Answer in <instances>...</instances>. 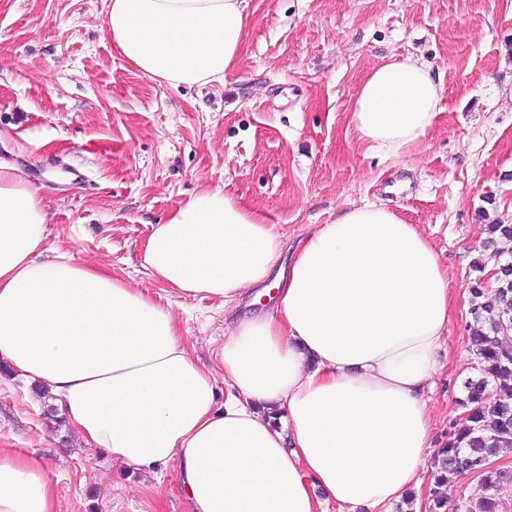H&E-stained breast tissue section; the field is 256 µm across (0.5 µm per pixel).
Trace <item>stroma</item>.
Listing matches in <instances>:
<instances>
[{
	"label": "stroma",
	"mask_w": 512,
	"mask_h": 512,
	"mask_svg": "<svg viewBox=\"0 0 512 512\" xmlns=\"http://www.w3.org/2000/svg\"><path fill=\"white\" fill-rule=\"evenodd\" d=\"M107 0H0V159L43 184L47 247L106 269L180 320L200 363L236 315L181 298L141 267L155 224L201 188H221L296 239L364 201L435 246L456 293L443 370L431 381L432 438L473 375L468 283L477 214L512 224V0H248L223 83L160 84L102 30ZM429 64L441 114L399 159L360 141L349 107L392 58ZM45 398L0 359V448L38 463L61 512H190L176 465L127 469L82 447Z\"/></svg>",
	"instance_id": "35a3bbf8"
}]
</instances>
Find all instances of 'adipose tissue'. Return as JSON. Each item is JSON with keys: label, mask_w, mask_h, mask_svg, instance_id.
<instances>
[{"label": "adipose tissue", "mask_w": 512, "mask_h": 512, "mask_svg": "<svg viewBox=\"0 0 512 512\" xmlns=\"http://www.w3.org/2000/svg\"><path fill=\"white\" fill-rule=\"evenodd\" d=\"M248 0H109L113 49L150 79L223 81ZM430 65L373 66L351 125L392 157L441 112ZM40 185L0 160V357L47 389L83 447L142 471L176 464L191 512H386L417 484L431 448L428 384L442 366L452 285L433 245L365 203L298 240L222 189L156 225L141 266L185 297L240 306L272 282L273 310L224 336L220 370L200 365L174 313L67 252L41 260ZM282 411L287 430L271 421ZM41 467L0 449V512H58Z\"/></svg>", "instance_id": "obj_1"}]
</instances>
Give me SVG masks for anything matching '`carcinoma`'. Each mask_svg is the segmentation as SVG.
Returning a JSON list of instances; mask_svg holds the SVG:
<instances>
[{"label":"carcinoma","instance_id":"obj_1","mask_svg":"<svg viewBox=\"0 0 512 512\" xmlns=\"http://www.w3.org/2000/svg\"><path fill=\"white\" fill-rule=\"evenodd\" d=\"M478 256L471 264L475 273L469 288L471 355L475 374L463 384L464 395L456 401L458 415L434 455L433 485L429 487L428 512H446L440 487L462 472L480 478L477 497L465 512H497L501 485L511 479L493 467L500 449L512 447V276L487 287L485 254L504 255L501 244L512 241V224L478 213Z\"/></svg>","mask_w":512,"mask_h":512}]
</instances>
